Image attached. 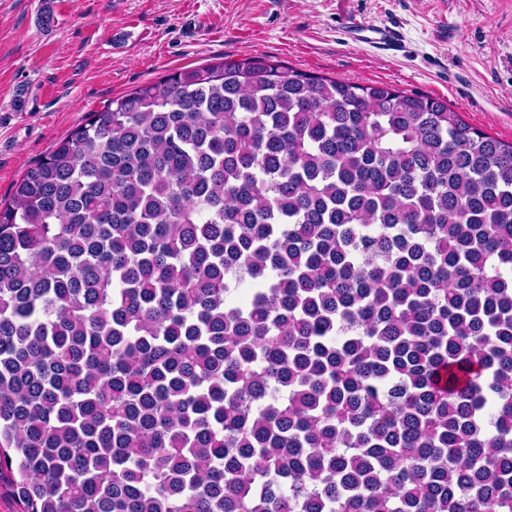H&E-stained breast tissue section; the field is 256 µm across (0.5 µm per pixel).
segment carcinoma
I'll list each match as a JSON object with an SVG mask.
<instances>
[{"label": "carcinoma", "mask_w": 512, "mask_h": 512, "mask_svg": "<svg viewBox=\"0 0 512 512\" xmlns=\"http://www.w3.org/2000/svg\"><path fill=\"white\" fill-rule=\"evenodd\" d=\"M3 480L19 512H512V143L265 56L89 113L0 201Z\"/></svg>", "instance_id": "carcinoma-1"}]
</instances>
